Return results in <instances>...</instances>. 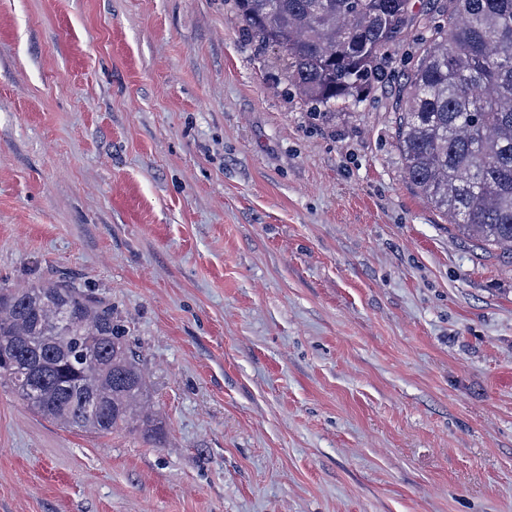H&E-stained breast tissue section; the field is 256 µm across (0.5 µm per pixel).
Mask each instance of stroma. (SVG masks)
Listing matches in <instances>:
<instances>
[{
  "instance_id": "35a3bbf8",
  "label": "stroma",
  "mask_w": 512,
  "mask_h": 512,
  "mask_svg": "<svg viewBox=\"0 0 512 512\" xmlns=\"http://www.w3.org/2000/svg\"><path fill=\"white\" fill-rule=\"evenodd\" d=\"M420 36L318 113L231 0H0V285L109 305L162 423L0 385V512H512V264L403 173Z\"/></svg>"
}]
</instances>
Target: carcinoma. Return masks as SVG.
I'll use <instances>...</instances> for the list:
<instances>
[{
  "instance_id": "cac0c4a2",
  "label": "carcinoma",
  "mask_w": 512,
  "mask_h": 512,
  "mask_svg": "<svg viewBox=\"0 0 512 512\" xmlns=\"http://www.w3.org/2000/svg\"><path fill=\"white\" fill-rule=\"evenodd\" d=\"M246 31L280 52L277 74L312 107L358 100L382 52L430 28L403 74L396 143L431 205L512 263V0H444L448 24L411 0H234ZM36 414L98 435L150 439L159 421L140 356L112 310L54 281L0 288V383Z\"/></svg>"
}]
</instances>
